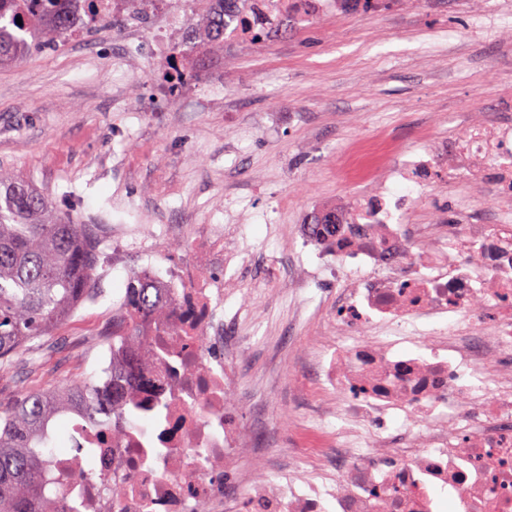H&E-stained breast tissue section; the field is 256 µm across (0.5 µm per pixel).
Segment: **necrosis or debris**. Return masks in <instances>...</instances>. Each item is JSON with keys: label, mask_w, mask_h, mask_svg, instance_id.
<instances>
[{"label": "necrosis or debris", "mask_w": 512, "mask_h": 512, "mask_svg": "<svg viewBox=\"0 0 512 512\" xmlns=\"http://www.w3.org/2000/svg\"><path fill=\"white\" fill-rule=\"evenodd\" d=\"M347 0H239V42L281 37L288 21ZM197 0H69L158 42L185 38ZM403 184L412 193L391 191ZM453 185L451 213L416 220ZM491 196L492 211L479 201ZM302 224L313 275L331 278L332 317L304 359L318 398L293 415L320 434L311 455H256L239 418L247 354L231 336L224 281L237 234L214 225L159 279L168 304L139 325L145 362L112 415L111 444L76 412L71 447L47 457L55 512H512V117L480 112L460 134L402 154L374 191ZM252 459L251 473L238 471Z\"/></svg>", "instance_id": "4bbe7bcc"}]
</instances>
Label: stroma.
Masks as SVG:
<instances>
[{"instance_id": "1", "label": "stroma", "mask_w": 512, "mask_h": 512, "mask_svg": "<svg viewBox=\"0 0 512 512\" xmlns=\"http://www.w3.org/2000/svg\"><path fill=\"white\" fill-rule=\"evenodd\" d=\"M151 41L126 52L102 24L84 43L0 69V165L76 223L142 241L116 265L99 264L100 295L57 329L53 347L16 355L0 403L54 381L97 383L96 328L119 306L129 268L184 262L208 225L232 222L240 281L264 287L246 301L224 297L251 355L240 419L260 444L302 451L291 413L310 386L300 354L316 325L293 317L291 294L328 296L335 285L302 276L312 257L294 227L360 193L339 174L353 144L386 130L398 152L414 151L418 134L460 131L469 114L512 97V0H388L312 17L275 42L209 47L189 94L216 90L220 101L203 112L157 95L168 63ZM272 357L279 378L265 388L258 378Z\"/></svg>"}]
</instances>
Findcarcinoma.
<instances>
[{
    "mask_svg": "<svg viewBox=\"0 0 512 512\" xmlns=\"http://www.w3.org/2000/svg\"><path fill=\"white\" fill-rule=\"evenodd\" d=\"M65 0H0V69L43 50L60 49L76 19ZM223 11L207 12L198 23L215 45H224V12L237 0H222ZM21 18L22 24L16 23ZM100 260L99 239L90 224L62 215L37 190L0 166V377L13 357L30 342L42 346L70 318L74 306L91 291ZM166 304L165 288L145 271H129L121 317L112 333L133 346L126 367L112 370V392L92 384L57 383L23 391L0 405V512H53L41 495L47 445L56 420L74 399L84 403V419L107 434L112 409L124 401L125 385L136 379L142 362L137 323Z\"/></svg>",
    "mask_w": 512,
    "mask_h": 512,
    "instance_id": "obj_1",
    "label": "carcinoma"
}]
</instances>
